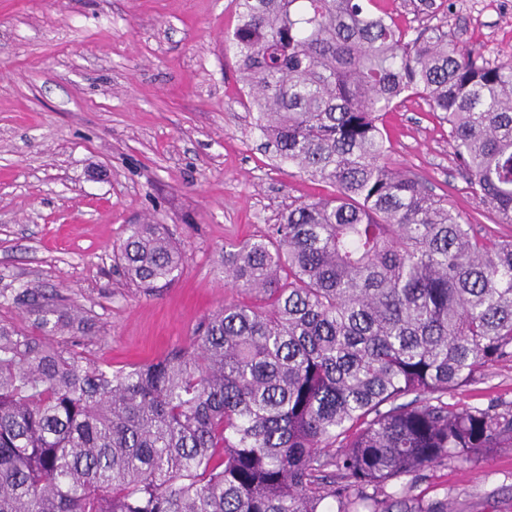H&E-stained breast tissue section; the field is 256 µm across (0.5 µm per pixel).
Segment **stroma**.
Returning <instances> with one entry per match:
<instances>
[{"mask_svg":"<svg viewBox=\"0 0 512 512\" xmlns=\"http://www.w3.org/2000/svg\"><path fill=\"white\" fill-rule=\"evenodd\" d=\"M370 0L401 27L442 26L493 64L512 63V0ZM234 0H0V294L55 289L95 323L83 349L115 368L188 344L233 294L218 257L332 187L280 162L253 127L224 48ZM390 162L448 196L478 234L494 223L455 170L448 126L418 98L383 118ZM167 225L178 280L145 295L113 267L126 225ZM457 401L512 403V362ZM415 495L450 512H512V450L424 471Z\"/></svg>","mask_w":512,"mask_h":512,"instance_id":"35a3bbf8","label":"stroma"}]
</instances>
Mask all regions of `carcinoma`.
Returning <instances> with one entry per match:
<instances>
[{
  "mask_svg": "<svg viewBox=\"0 0 512 512\" xmlns=\"http://www.w3.org/2000/svg\"><path fill=\"white\" fill-rule=\"evenodd\" d=\"M235 2L225 48L255 128L334 194L224 246L225 286L255 302L154 362H91L74 302L15 289L31 329L0 320V512H448L412 494L421 472L512 448V405L448 402L512 361V239L392 166L382 128L423 99L512 224V64L364 0ZM112 260L153 294L184 252L148 221Z\"/></svg>",
  "mask_w": 512,
  "mask_h": 512,
  "instance_id": "carcinoma-1",
  "label": "carcinoma"
}]
</instances>
